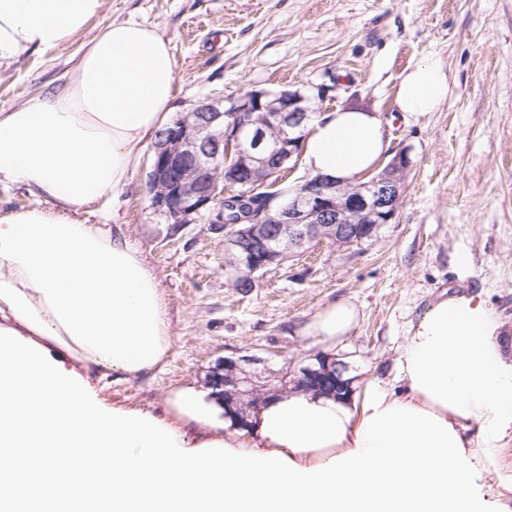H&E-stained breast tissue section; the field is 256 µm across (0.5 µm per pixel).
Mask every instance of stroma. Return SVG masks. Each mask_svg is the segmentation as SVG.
<instances>
[{
    "label": "stroma",
    "mask_w": 512,
    "mask_h": 512,
    "mask_svg": "<svg viewBox=\"0 0 512 512\" xmlns=\"http://www.w3.org/2000/svg\"><path fill=\"white\" fill-rule=\"evenodd\" d=\"M134 21L170 39L177 63L175 114L204 98L250 89L330 86L313 114L356 108L382 119L389 153L408 158L395 220L373 239L321 245L267 271L256 288H230L224 230L176 226L158 214L141 157L129 186L86 220L121 229L155 273L170 323L156 368L135 376L90 371L105 407L141 409L179 423L174 392L207 389L227 356L296 369L321 346L304 327L326 305L356 306L360 325L336 356L356 387L392 385L413 323L454 295H478L502 324L512 357V0H104L69 43L0 61V109L61 88L99 25ZM439 61L449 83L437 111H400L404 71Z\"/></svg>",
    "instance_id": "stroma-1"
}]
</instances>
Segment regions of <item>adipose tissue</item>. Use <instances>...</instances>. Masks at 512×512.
Wrapping results in <instances>:
<instances>
[{
  "label": "adipose tissue",
  "mask_w": 512,
  "mask_h": 512,
  "mask_svg": "<svg viewBox=\"0 0 512 512\" xmlns=\"http://www.w3.org/2000/svg\"><path fill=\"white\" fill-rule=\"evenodd\" d=\"M103 0H0V58L56 49ZM176 60L154 28L111 22L63 87L0 110V184L34 206L0 218V512H512V358L475 295L444 298L395 358L398 389L344 400L294 390L252 414L218 418L200 392H176L180 428L103 407L83 371L137 374L168 350L156 275L123 235L79 220L129 185L142 149L173 118ZM436 61L409 66L397 102L432 112L447 98ZM385 150L374 114L313 117L302 162L354 181ZM359 324L340 301L305 326L326 350ZM72 359L52 361L49 348Z\"/></svg>",
  "instance_id": "adipose-tissue-1"
}]
</instances>
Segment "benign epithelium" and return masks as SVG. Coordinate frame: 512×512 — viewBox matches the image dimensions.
Wrapping results in <instances>:
<instances>
[{"label": "benign epithelium", "instance_id": "7a95c632", "mask_svg": "<svg viewBox=\"0 0 512 512\" xmlns=\"http://www.w3.org/2000/svg\"><path fill=\"white\" fill-rule=\"evenodd\" d=\"M328 89L315 87L313 96L300 91L252 89L224 104L203 99L175 127L154 142L146 186L153 208L172 224H191L224 197V181L239 185L236 200L245 203L273 177L298 160L302 141L290 132L309 119L312 98ZM265 113L281 129L276 141L266 138ZM407 157L396 154L367 181H330L309 176L279 205L277 196L264 200L263 209L234 224L224 234V250L237 255L228 279L257 283L270 268L290 255L318 244L345 246L371 239L396 216L404 193ZM251 357H226L211 371L209 383L232 405L263 401L293 383L301 388L340 396L351 388L344 378L347 365L334 357L314 356L298 371L250 368Z\"/></svg>", "mask_w": 512, "mask_h": 512}]
</instances>
